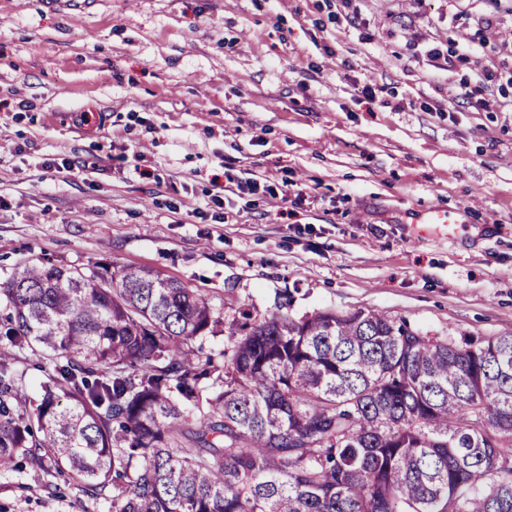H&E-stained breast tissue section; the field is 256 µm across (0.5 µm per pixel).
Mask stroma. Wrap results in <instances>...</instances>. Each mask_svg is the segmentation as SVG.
<instances>
[{
  "mask_svg": "<svg viewBox=\"0 0 512 512\" xmlns=\"http://www.w3.org/2000/svg\"><path fill=\"white\" fill-rule=\"evenodd\" d=\"M37 260L204 294L218 385L247 314L512 333V0H0V282ZM12 355L32 409L48 370ZM111 510L0 470V512Z\"/></svg>",
  "mask_w": 512,
  "mask_h": 512,
  "instance_id": "stroma-1",
  "label": "stroma"
}]
</instances>
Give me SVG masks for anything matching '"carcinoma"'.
Returning a JSON list of instances; mask_svg holds the SVG:
<instances>
[{
  "label": "carcinoma",
  "mask_w": 512,
  "mask_h": 512,
  "mask_svg": "<svg viewBox=\"0 0 512 512\" xmlns=\"http://www.w3.org/2000/svg\"><path fill=\"white\" fill-rule=\"evenodd\" d=\"M0 293V342L53 368L24 411L0 354L1 468L44 457L112 512H512V334L277 311L229 325L204 410L203 294L109 263L26 265Z\"/></svg>",
  "instance_id": "obj_1"
}]
</instances>
